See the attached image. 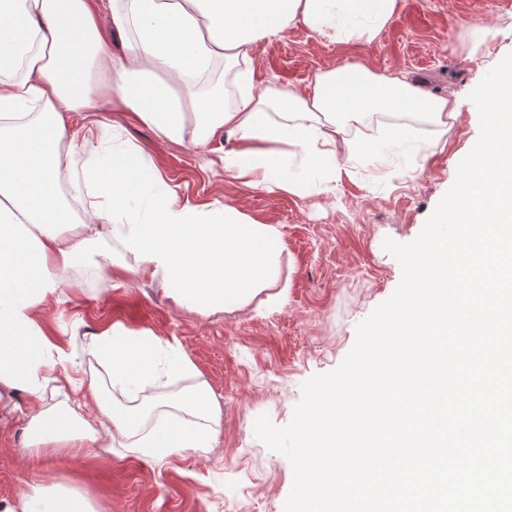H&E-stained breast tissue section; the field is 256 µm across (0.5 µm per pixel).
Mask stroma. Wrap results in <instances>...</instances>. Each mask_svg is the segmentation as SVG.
Segmentation results:
<instances>
[{
	"label": "stroma",
	"instance_id": "35a3bbf8",
	"mask_svg": "<svg viewBox=\"0 0 512 512\" xmlns=\"http://www.w3.org/2000/svg\"><path fill=\"white\" fill-rule=\"evenodd\" d=\"M511 52L512 0H399L369 44L334 43L296 22L252 47L259 89L274 78L306 91L318 71L361 63L463 98ZM101 118L107 125L97 129V141L108 145L117 137L140 146L179 200L218 199L275 225L284 243L279 279L288 290L277 301L264 290L240 309L201 314L179 306L160 279L133 264L104 279L66 271L38 319L52 341L78 352L80 377L99 369L82 351L91 333L119 324L176 338L196 375L162 379L141 400L170 407L182 392L207 387L219 407L217 444L166 458L103 442L38 451L25 445L34 409L21 392L0 403V505L30 485L65 481L99 512H283L292 466L255 436V421L265 414L275 425L288 424L302 383L334 370L351 350L358 323L394 292L401 269L382 243L418 236L453 184L459 158L479 137L478 112L466 106L448 125L415 131L411 155L339 156L335 171L318 173L299 196L226 176L223 137L204 147L170 141L103 100L78 120Z\"/></svg>",
	"mask_w": 512,
	"mask_h": 512
}]
</instances>
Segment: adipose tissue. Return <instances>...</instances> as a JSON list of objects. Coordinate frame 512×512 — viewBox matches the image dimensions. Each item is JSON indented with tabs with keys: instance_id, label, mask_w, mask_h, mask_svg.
<instances>
[{
	"instance_id": "ef3b65f1",
	"label": "adipose tissue",
	"mask_w": 512,
	"mask_h": 512,
	"mask_svg": "<svg viewBox=\"0 0 512 512\" xmlns=\"http://www.w3.org/2000/svg\"><path fill=\"white\" fill-rule=\"evenodd\" d=\"M399 0H0V402L15 392L41 401L48 371L66 367L70 353L50 340L37 311L61 285L68 267L106 255L111 264L137 266L161 278L178 304L201 313L233 311L275 287L283 250L280 231L215 200L178 201L175 188L144 155L123 142L94 143L93 130L75 125L93 100L107 99L159 136L206 146L217 135L228 145L225 174L250 187L298 194L306 177L291 175V158L308 171L335 169L341 153L375 152L376 143L352 141L351 123L376 115L400 117L392 141L410 139L405 118L444 125L463 103L433 95L405 74L383 75L362 65L320 72L311 91L268 82L253 84L251 48L279 36L293 22L341 43L372 42ZM108 17L123 37L115 54L101 33ZM237 70L232 103L211 83L217 62ZM88 146L70 187L76 139ZM113 390L129 399L161 376L195 374L177 341L115 324L86 337ZM81 409L42 410L29 422L28 447L86 448L138 437L164 458L212 448L217 431L159 422L139 435L141 415L105 401L96 382ZM0 512H96L68 486L35 484Z\"/></svg>"
}]
</instances>
